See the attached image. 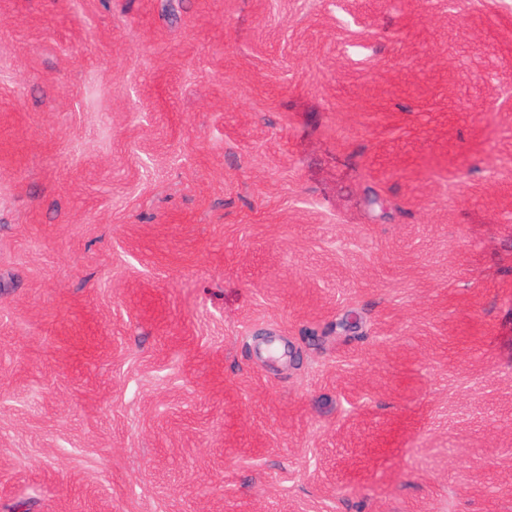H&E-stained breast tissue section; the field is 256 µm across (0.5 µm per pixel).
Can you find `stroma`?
<instances>
[{"label":"stroma","mask_w":512,"mask_h":512,"mask_svg":"<svg viewBox=\"0 0 512 512\" xmlns=\"http://www.w3.org/2000/svg\"><path fill=\"white\" fill-rule=\"evenodd\" d=\"M0 512H512V0H0Z\"/></svg>","instance_id":"35a3bbf8"}]
</instances>
